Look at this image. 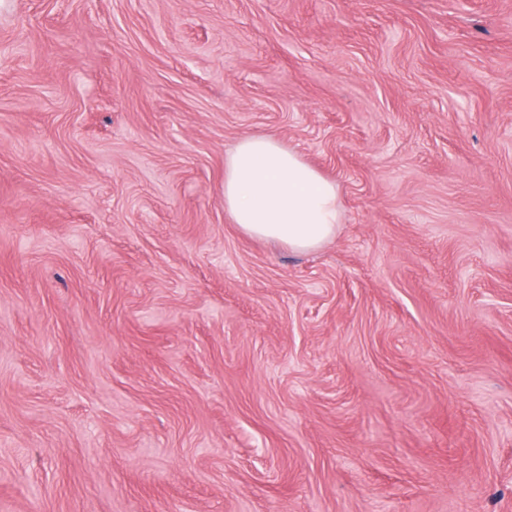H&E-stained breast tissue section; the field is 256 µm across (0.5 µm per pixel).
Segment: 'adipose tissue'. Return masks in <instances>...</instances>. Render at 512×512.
I'll list each match as a JSON object with an SVG mask.
<instances>
[{
	"instance_id": "adipose-tissue-1",
	"label": "adipose tissue",
	"mask_w": 512,
	"mask_h": 512,
	"mask_svg": "<svg viewBox=\"0 0 512 512\" xmlns=\"http://www.w3.org/2000/svg\"><path fill=\"white\" fill-rule=\"evenodd\" d=\"M335 181L271 134L241 138L224 157V210L247 236L299 253L336 235Z\"/></svg>"
}]
</instances>
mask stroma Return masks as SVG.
<instances>
[{"instance_id": "obj_1", "label": "stroma", "mask_w": 512, "mask_h": 512, "mask_svg": "<svg viewBox=\"0 0 512 512\" xmlns=\"http://www.w3.org/2000/svg\"><path fill=\"white\" fill-rule=\"evenodd\" d=\"M0 512H512V0H0ZM336 182L271 134L241 138L224 157V212L249 237L305 253L336 235Z\"/></svg>"}]
</instances>
